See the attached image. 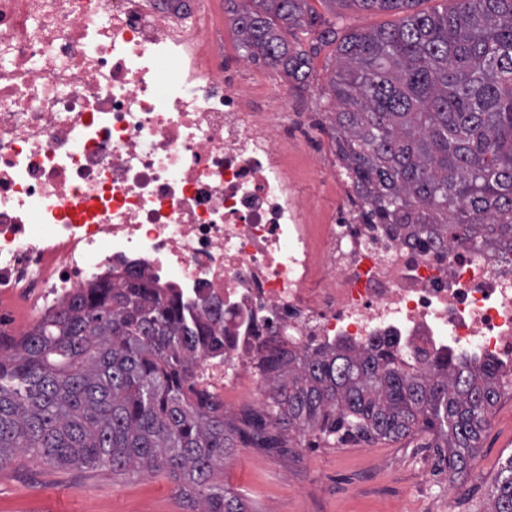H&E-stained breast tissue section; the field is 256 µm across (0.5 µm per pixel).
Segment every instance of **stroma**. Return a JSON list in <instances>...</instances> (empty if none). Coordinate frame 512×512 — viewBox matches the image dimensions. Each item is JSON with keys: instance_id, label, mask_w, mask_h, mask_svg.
Here are the masks:
<instances>
[{"instance_id": "35a3bbf8", "label": "stroma", "mask_w": 512, "mask_h": 512, "mask_svg": "<svg viewBox=\"0 0 512 512\" xmlns=\"http://www.w3.org/2000/svg\"><path fill=\"white\" fill-rule=\"evenodd\" d=\"M313 23L300 46L312 60L307 84L280 69L248 59L232 22L241 0H207V11L224 20V51L236 76L282 85L288 102L308 113L325 152L336 144L329 132L324 97L337 64L336 46L321 34L369 31L398 22L397 14L350 9L337 13L329 0H308ZM471 468L456 474L440 462L435 437L422 433L398 441L357 440L329 445L313 435L296 436L283 448L236 447L224 462V483L244 495L251 512H486L489 495L512 455V396H503L482 434ZM0 512H192L165 472L129 477L110 468L79 469L46 464L18 452L0 464Z\"/></svg>"}]
</instances>
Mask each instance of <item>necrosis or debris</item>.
<instances>
[{"label": "necrosis or debris", "instance_id": "necrosis-or-debris-1", "mask_svg": "<svg viewBox=\"0 0 512 512\" xmlns=\"http://www.w3.org/2000/svg\"><path fill=\"white\" fill-rule=\"evenodd\" d=\"M313 141L191 0H0V336L133 272L219 304L197 385L230 408L262 397L272 349L390 344L512 381V247L368 223Z\"/></svg>", "mask_w": 512, "mask_h": 512}]
</instances>
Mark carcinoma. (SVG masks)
<instances>
[{
	"instance_id": "obj_1",
	"label": "carcinoma",
	"mask_w": 512,
	"mask_h": 512,
	"mask_svg": "<svg viewBox=\"0 0 512 512\" xmlns=\"http://www.w3.org/2000/svg\"><path fill=\"white\" fill-rule=\"evenodd\" d=\"M331 2L403 14L339 40L325 89L369 219L404 224L426 245L512 242V0H447L434 13L413 11L419 0ZM307 12V0H246L240 48L306 83L311 59L284 31L307 34ZM219 331V319H194L176 295L131 278L77 296L19 344L0 338V465L20 450L57 466L164 471L195 512H250L215 477L236 434L283 448L293 432L327 442L430 432L462 473L503 394L493 361L415 368L385 347L272 350L258 363L260 410L233 425L194 383L224 347ZM486 512H512V455Z\"/></svg>"
}]
</instances>
